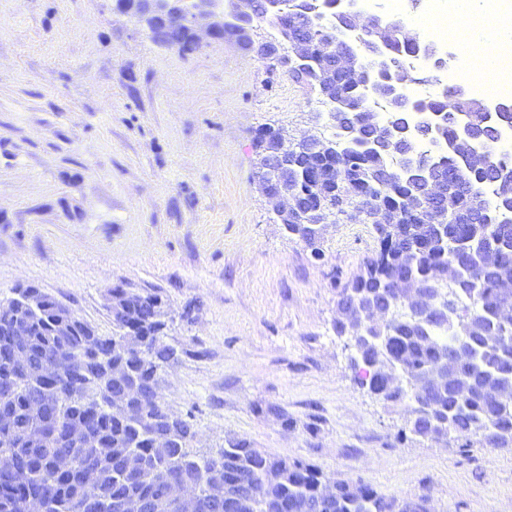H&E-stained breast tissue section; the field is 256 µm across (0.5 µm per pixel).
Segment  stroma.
Instances as JSON below:
<instances>
[{
	"label": "stroma",
	"instance_id": "35a3bbf8",
	"mask_svg": "<svg viewBox=\"0 0 512 512\" xmlns=\"http://www.w3.org/2000/svg\"><path fill=\"white\" fill-rule=\"evenodd\" d=\"M306 87L233 39L162 46L111 0H0V300L34 285L99 334L108 291L159 295L160 401L191 451L241 441L431 512H512V448L410 433L337 336L375 225H327L322 256L275 223L259 130L328 125Z\"/></svg>",
	"mask_w": 512,
	"mask_h": 512
}]
</instances>
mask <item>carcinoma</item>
<instances>
[{"mask_svg": "<svg viewBox=\"0 0 512 512\" xmlns=\"http://www.w3.org/2000/svg\"><path fill=\"white\" fill-rule=\"evenodd\" d=\"M288 24L296 34L314 33L334 14L337 0H321L319 14L296 12L297 0H284ZM253 17L239 25L229 23L224 35L234 37L258 55L270 51L256 44L250 29L266 21L263 0H253ZM326 63L313 52L306 63L307 79L286 73L304 86L316 79L315 94L328 107L330 126L328 150L320 155L297 153L288 159V190L307 213V222L288 223V234L305 241L321 255L319 222L326 200L378 212L398 207L406 217L398 224H379L380 249L363 270L342 288L337 307L357 300L373 299L390 310L391 322L375 332L379 340L355 352L352 366L359 383L384 401L404 404L415 421L411 432L428 438L432 426L447 428L451 436L492 448L512 447V395L500 391L512 387V322L499 316L498 283L512 282V204L492 193L497 182L512 183V156L495 150L498 125L484 131L476 147L493 153L497 165L477 171L454 149L459 123L443 125L442 132L421 126L406 130L409 109H389L384 121L363 122L368 90L340 68L325 75ZM436 113L454 114L462 107L456 89L429 100ZM383 127L403 132L421 164L440 166L438 173L454 190L430 202L422 182L407 180L398 157L375 147L376 132ZM424 142L445 143L448 152L437 155L419 152ZM344 173L338 184L336 172ZM437 212L436 226L426 224L421 211ZM453 266L455 279L443 283L442 270ZM420 285L437 288L452 300L454 308L446 320L430 313L413 316L394 302L398 289ZM23 288L15 297L0 303V455L12 465L0 469V512H26L28 503L41 501L43 512H85L92 497L104 506H115L131 497L152 500V512H170L162 502V487L168 479L189 480L199 489L200 512H220L223 506L210 502L217 480L228 481L251 502L248 512H280L288 504L294 512H408L410 504L379 493L372 485L336 481V499L322 500L326 477L317 467L265 455L243 442L223 449L216 457L198 458L188 451L194 433L183 420H165L166 410L158 399L147 398L126 415L115 416L104 409L112 399V381L100 389L99 406L87 401V387L98 382L108 365L125 370L144 384L158 382V374L173 354L161 342L164 323L151 319L161 300L152 294L110 290L112 300L125 307L124 317L114 322L115 333L101 336L79 317L69 329L60 331L59 321L71 310L47 293H42V311L33 316L24 335L8 331ZM468 351L469 364L448 368L433 382L432 370L446 361L455 349ZM22 352L31 365L50 356L73 361V371L51 383L56 398L40 416L28 411L29 402L40 392L23 379V366L13 361ZM81 425L84 436L72 439L67 427ZM159 424L173 434L177 447L166 457L154 454L151 430ZM33 427L45 437L33 442L27 432ZM135 454L141 469L130 471L126 459ZM67 455L73 466L64 471L54 467L55 458Z\"/></svg>", "mask_w": 512, "mask_h": 512, "instance_id": "1", "label": "carcinoma"}]
</instances>
